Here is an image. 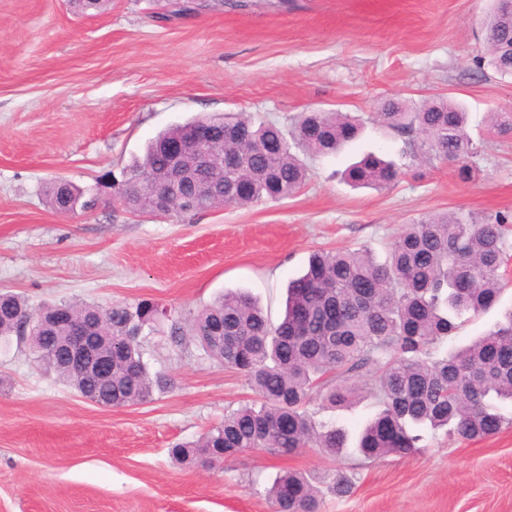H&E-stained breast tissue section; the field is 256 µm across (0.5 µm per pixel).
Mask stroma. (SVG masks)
<instances>
[{
	"instance_id": "1",
	"label": "stroma",
	"mask_w": 512,
	"mask_h": 512,
	"mask_svg": "<svg viewBox=\"0 0 512 512\" xmlns=\"http://www.w3.org/2000/svg\"><path fill=\"white\" fill-rule=\"evenodd\" d=\"M491 0H109L81 14L69 0H0V293L31 308L60 301L102 306L152 300L189 317L227 291L281 317L290 279L317 251L366 246L377 260L402 225L439 212L512 214V134L486 116L512 111V77L479 67L480 19ZM391 97L453 98L468 112L479 154L455 164L410 156L374 121ZM363 119L362 136L332 157H310L293 196L194 216L132 213L115 182L160 132L201 115L244 113L291 130L303 112ZM402 174L384 189L351 188L340 173L368 152ZM64 178L98 192L72 216L47 203ZM464 323L440 352L468 344L512 307ZM151 372L173 388L121 408L91 403L17 345L0 347V512H272L265 492L298 470L321 492V512H512V403L499 433L461 441L422 429L418 451L368 461L249 449L220 465L173 464L168 451L254 400L247 378L193 340L143 338ZM353 402L313 406L316 422L349 434L374 414L368 378ZM349 496L330 487L337 475Z\"/></svg>"
}]
</instances>
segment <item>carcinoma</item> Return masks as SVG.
<instances>
[{
    "label": "carcinoma",
    "mask_w": 512,
    "mask_h": 512,
    "mask_svg": "<svg viewBox=\"0 0 512 512\" xmlns=\"http://www.w3.org/2000/svg\"><path fill=\"white\" fill-rule=\"evenodd\" d=\"M488 64L500 75L499 59L512 47V16L495 9L484 21ZM215 135L224 139V155L242 153L246 165L232 184L207 170L195 182L208 187L205 209L246 206L263 196L281 198L300 190L309 179L298 153L328 157L354 140L361 119L343 112H308L294 125V144L284 143L279 127L227 115L210 117ZM467 112L449 99H430L409 111L406 102L388 99L376 122L408 139L413 154H433L462 162L470 173L478 147L466 129ZM490 130L512 132L511 112H492ZM180 127L162 131L142 156L129 164L144 172L169 165L163 143ZM394 163L368 155L344 172L359 187L386 188L399 178ZM81 201L86 191L54 181L49 203L61 209L62 198ZM497 215L480 221L457 213H437L403 226L387 260L378 264L366 248L317 253L307 271L291 280L284 316L271 322L252 296L226 291L186 321L172 312L135 304L103 307L70 304L86 328L88 345L112 337V377H77L61 359L43 360L46 369L82 397L101 405L136 404L172 387V379L151 374L143 361L139 330L167 332L171 343L191 337L205 355L247 376L260 404L224 413V421L198 440L171 448L178 464L213 467L246 449L293 454L316 447L336 460L348 448L342 429L315 423L307 412L312 400L341 407L356 393L350 381L371 375L378 411L360 432L355 451L365 459L403 457L416 450L411 429L448 428L466 440L497 433L504 417L496 402H512V309L470 345L442 358L433 349L464 320L492 309L504 287L505 262L512 225ZM34 313L24 298L0 294V344H22L18 318ZM274 512H319L318 490L302 474L286 471L267 490Z\"/></svg>",
    "instance_id": "1"
}]
</instances>
